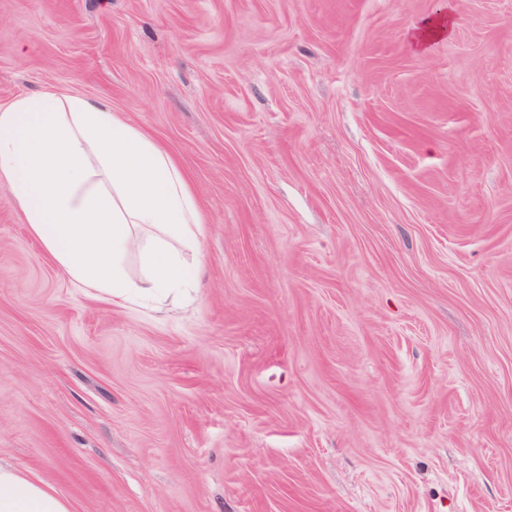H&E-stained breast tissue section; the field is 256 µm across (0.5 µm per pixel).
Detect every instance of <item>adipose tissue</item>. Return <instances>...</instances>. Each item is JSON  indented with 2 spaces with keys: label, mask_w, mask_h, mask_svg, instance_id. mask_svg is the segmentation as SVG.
Wrapping results in <instances>:
<instances>
[{
  "label": "adipose tissue",
  "mask_w": 512,
  "mask_h": 512,
  "mask_svg": "<svg viewBox=\"0 0 512 512\" xmlns=\"http://www.w3.org/2000/svg\"><path fill=\"white\" fill-rule=\"evenodd\" d=\"M0 181L78 285L114 298L177 300L199 273L182 252L203 232L171 154L102 100L50 91L0 106ZM140 272L131 276L130 256ZM0 512H74L52 485L0 462Z\"/></svg>",
  "instance_id": "ef3b65f1"
}]
</instances>
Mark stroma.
Here are the masks:
<instances>
[{
  "mask_svg": "<svg viewBox=\"0 0 512 512\" xmlns=\"http://www.w3.org/2000/svg\"><path fill=\"white\" fill-rule=\"evenodd\" d=\"M0 0L203 215L191 298L72 281L0 183V460L75 512H512V0ZM455 27V19L451 4L448 11L425 18L408 34L410 43L418 50H424L429 43L449 37Z\"/></svg>",
  "mask_w": 512,
  "mask_h": 512,
  "instance_id": "1",
  "label": "stroma"
}]
</instances>
